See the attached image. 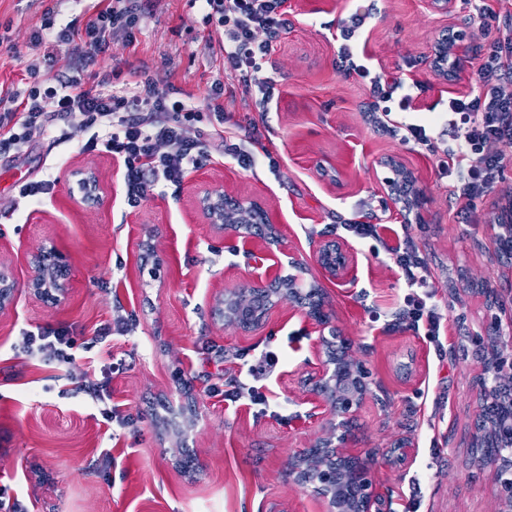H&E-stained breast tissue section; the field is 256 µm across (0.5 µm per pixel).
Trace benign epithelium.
I'll list each match as a JSON object with an SVG mask.
<instances>
[{"mask_svg": "<svg viewBox=\"0 0 512 512\" xmlns=\"http://www.w3.org/2000/svg\"><path fill=\"white\" fill-rule=\"evenodd\" d=\"M469 60L461 44L451 49L448 40L438 41L432 49L430 68L441 80L455 72H462ZM83 183L93 193L73 198L76 205L93 207L103 192L98 173L80 169ZM192 208L203 223L218 235H231L241 242L243 251L253 262L251 305L247 309L236 306L237 292L226 288L215 297L216 310L227 323L242 324L258 330L280 307L277 295L288 290L297 307L311 321L318 332L315 371V406L309 418L336 429V437L304 448L293 460V469L301 481L312 485V493L326 505L327 512H380L373 509L378 496L368 478L366 464L347 455L346 428L349 418L369 392L366 373L361 366L345 359L341 350V336L330 332L325 336L326 316L319 290L305 293L296 287V275L282 274L284 266L301 272L302 265L291 254L281 249L282 234L272 220L266 205L255 199L244 200L222 188L193 190ZM264 241L263 249H253V240ZM316 259L327 276L342 286H353L358 280V257L352 245L345 241L325 240L316 246ZM27 288L36 300L64 303L70 294V268L65 256L54 245H44L28 261ZM15 280L8 260L0 257V312L10 308L14 301ZM507 343L502 339L483 350V368L476 376L479 388L481 420L477 424L473 447L481 466L491 468L493 480L499 487L496 512H512V356L505 354ZM395 461L410 464L416 448L409 440L393 447Z\"/></svg>", "mask_w": 512, "mask_h": 512, "instance_id": "1", "label": "benign epithelium"}]
</instances>
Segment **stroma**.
Returning <instances> with one entry per match:
<instances>
[{"label": "stroma", "mask_w": 512, "mask_h": 512, "mask_svg": "<svg viewBox=\"0 0 512 512\" xmlns=\"http://www.w3.org/2000/svg\"><path fill=\"white\" fill-rule=\"evenodd\" d=\"M142 22L116 31L95 66L114 88L136 82L177 88L203 102L224 80V55L215 23L199 0H138ZM288 28L257 80L276 75L279 97L260 112L237 94L231 123L262 164L243 169L213 152L179 187H163L141 205L124 199L120 162L89 149L88 132L65 123V141L32 134L19 150L0 155V255L10 259L14 304L0 313V499L27 512H324L310 488L296 482L291 461L325 439L329 427L309 421L314 384L313 327L285 304L260 330L215 320L214 296L245 288L250 269L240 242L212 233L195 215L190 191L223 187L261 200L271 210L283 246L301 262L305 278L322 290L329 327L368 372L371 391L351 417L347 447L367 463L382 512H494L497 489L470 448L479 408L474 377L489 335L472 338L484 321L488 292L512 297V256L497 244L501 208L512 200V142L491 144L508 162L502 177L474 208L454 199L428 150L374 131L363 119L367 85L336 69L332 36L338 19L369 11L363 39L373 72L405 83H427L416 112H443L453 95L473 86L468 76L443 82L430 69L436 38L463 32L469 57L486 30L466 13L440 15L424 0H286ZM94 0H0V85L26 91L27 70L67 72L69 55L45 59L38 48L46 18L84 27ZM408 172L410 191L424 208L405 223L384 184V162ZM95 169L104 186L95 208L70 198L72 173ZM54 180L38 204L21 187ZM381 225L380 240H351L345 226ZM410 234L424 253L439 335L398 328L408 288L387 251ZM352 241L357 283L328 279L314 257L319 240ZM54 241L71 264L65 304L34 300L27 288V256ZM158 277H151V269ZM68 330L73 358L58 365L17 346L23 333ZM273 373L248 369L266 352ZM101 385L102 398L81 392ZM252 388L266 410L226 390ZM132 415L119 427L112 407ZM402 439L416 446L413 463L389 459ZM114 459L98 470L102 451Z\"/></svg>", "instance_id": "1"}]
</instances>
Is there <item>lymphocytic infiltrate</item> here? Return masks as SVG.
<instances>
[{"label": "lymphocytic infiltrate", "mask_w": 512, "mask_h": 512, "mask_svg": "<svg viewBox=\"0 0 512 512\" xmlns=\"http://www.w3.org/2000/svg\"><path fill=\"white\" fill-rule=\"evenodd\" d=\"M208 17L224 29V72L228 83L216 87L206 104L178 97L176 89L158 88L151 80L138 84L132 94L107 90L105 82H92L91 67L105 54L116 29L135 26L140 16L124 0H112L84 28L55 25L46 20L41 37L48 47L62 48L73 60L69 73L40 78L31 71L33 85L25 98L0 96V151L24 142L32 133L62 138L55 118L79 123L90 131L91 147L119 156L128 205L152 197L158 187L178 185L185 174L200 168L209 154L194 133L195 122L205 114L224 118V95L255 93L258 106L274 95L277 78L256 81L274 42L287 29L284 0H201ZM371 12H355L339 21L336 67L345 76L366 82L374 104L366 112L367 123L376 129L400 135L403 143L431 146L434 132L453 128L454 135L438 161L455 194L467 206L484 197L498 182L503 156L488 151L497 141H512V28L498 27L491 33L482 59L471 74L473 93L448 99L447 113L420 112L411 121L400 115L409 111L414 97L425 92L424 83L412 85L398 78L374 74L364 62L358 39L370 26ZM264 41H256L257 32ZM173 144L160 152L159 144ZM410 289L402 302L403 326L416 329L428 324L439 331L441 313L433 299L426 259L416 241L400 238L390 247Z\"/></svg>", "instance_id": "1"}]
</instances>
